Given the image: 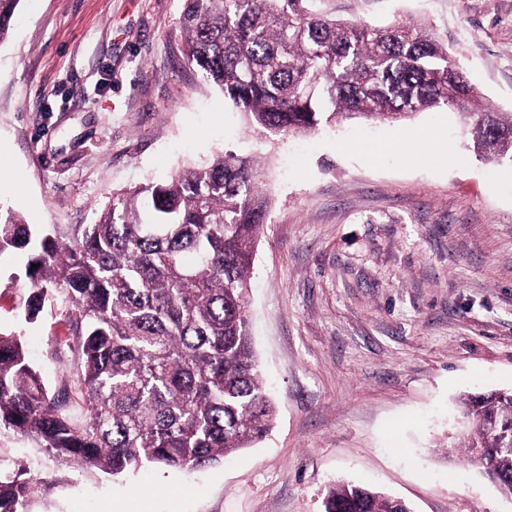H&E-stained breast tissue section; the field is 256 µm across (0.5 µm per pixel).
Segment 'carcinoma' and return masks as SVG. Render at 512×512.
Listing matches in <instances>:
<instances>
[{"instance_id": "cac0c4a2", "label": "carcinoma", "mask_w": 512, "mask_h": 512, "mask_svg": "<svg viewBox=\"0 0 512 512\" xmlns=\"http://www.w3.org/2000/svg\"><path fill=\"white\" fill-rule=\"evenodd\" d=\"M186 63L254 131L302 134L339 120L398 123L451 111L474 152L512 162V115L488 109L433 33L414 22L337 21L317 0H184ZM20 0H0V42ZM249 156L226 151L112 196L93 224L33 227L0 210V254L25 251L12 282L27 315L56 291L73 328L74 387L49 392L23 336L0 331V433L33 440L84 470L121 476L153 464L212 467L272 429L275 407L253 352L246 293L267 202ZM464 446L485 451L512 496V389L463 395ZM51 486L23 466L0 470V512H32ZM324 512H400L394 499L338 481Z\"/></svg>"}]
</instances>
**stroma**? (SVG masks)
Returning a JSON list of instances; mask_svg holds the SVG:
<instances>
[{"label":"stroma","instance_id":"35a3bbf8","mask_svg":"<svg viewBox=\"0 0 512 512\" xmlns=\"http://www.w3.org/2000/svg\"><path fill=\"white\" fill-rule=\"evenodd\" d=\"M184 0H21L0 42V206L39 225L91 224L113 194L231 150L268 199L247 298L278 414L211 468L77 470L30 441L0 454L52 479L37 512H323L336 481L414 512H512L461 449L464 393L512 388V162L473 153L455 114L258 133L182 55ZM368 26L411 19L512 113V0H321ZM433 156L409 159L414 132ZM0 256V329L24 338L48 389L77 360L63 309L34 321Z\"/></svg>","mask_w":512,"mask_h":512}]
</instances>
